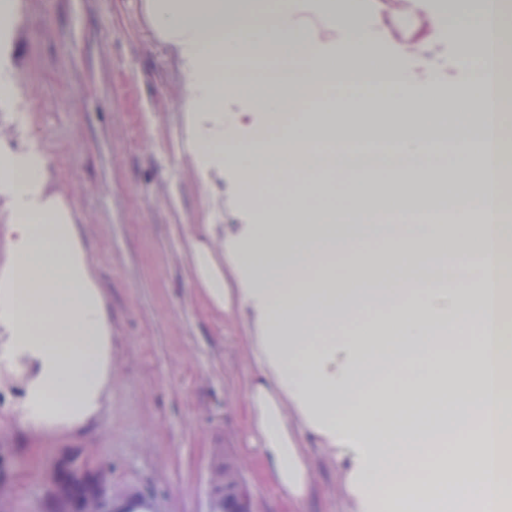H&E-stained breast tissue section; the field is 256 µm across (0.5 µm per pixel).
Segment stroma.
<instances>
[{"label":"stroma","mask_w":512,"mask_h":512,"mask_svg":"<svg viewBox=\"0 0 512 512\" xmlns=\"http://www.w3.org/2000/svg\"><path fill=\"white\" fill-rule=\"evenodd\" d=\"M31 89L23 127L0 121V154L42 150L49 189L68 197L112 336V383L94 417L71 427L24 425L26 380L0 360V454L12 462L11 512H52L49 474L90 448L114 487L143 490L154 512H207L210 471L225 456L242 472L254 512H289L244 456L253 325L208 305L194 247L236 284L235 244L269 195L245 194L231 166L200 169L189 145L185 91L170 47L156 39L141 0H21L12 54ZM387 82L314 91L279 126L323 112L349 118L361 97L384 99ZM373 169L299 179L309 205L359 185L391 182ZM315 450L305 512H346L338 470Z\"/></svg>","instance_id":"stroma-1"}]
</instances>
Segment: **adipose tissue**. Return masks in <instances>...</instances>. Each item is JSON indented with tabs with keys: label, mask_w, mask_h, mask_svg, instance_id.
Wrapping results in <instances>:
<instances>
[{
	"label": "adipose tissue",
	"mask_w": 512,
	"mask_h": 512,
	"mask_svg": "<svg viewBox=\"0 0 512 512\" xmlns=\"http://www.w3.org/2000/svg\"><path fill=\"white\" fill-rule=\"evenodd\" d=\"M153 32L170 43L180 60L185 109L194 117L193 147L198 165L223 162L237 169L243 188L266 189L287 182L293 166L310 171L349 164L351 139L369 128L370 115L391 121L396 150L383 153L379 168L397 174L389 211L414 212L418 190L436 185L441 175L412 165L415 157L438 147L433 129L448 119L469 127L456 141L459 165L472 157L490 158L491 167L512 161V139H486L485 124L500 126L501 113H488L492 81L512 65V32L501 23L499 0H483V19L456 32L458 57L453 79L459 95L433 107V71L400 78L397 91L383 100L362 98L350 123L328 115L308 127L264 138H243L224 123V105L248 99L265 112L294 111L312 90L335 85L355 72L391 74L404 52L432 63L430 44L385 45L389 18L369 0H354L351 20L328 11L324 0H293L272 24L254 21V0H145ZM315 13L319 25L307 20ZM494 39L490 57L476 46ZM288 66L273 80L247 79L272 57ZM491 167L477 168L470 182L450 197L466 226L462 236L440 246V225H428L416 239L393 237L384 253L355 256L358 276L375 269L405 270L417 288H364L361 305L389 303V316L361 331L339 334L351 314L337 303L347 278L330 275L327 285L303 273L340 252V224L362 232L378 229L380 212L363 208L367 186H359L342 210L312 212L302 196L287 207L263 213L251 225L233 262L242 273L236 287L224 282V269L203 249L194 250L196 272L210 305L225 316H252L260 329L250 337L254 373L247 383L251 425L265 482L279 491L294 512L313 487V466L303 433L329 447V462L342 475L348 512H427L448 485V459L478 441L477 490H462L456 512H471L480 493L484 512H501L512 499V449L506 444L500 409L512 400L501 375L512 369V332L502 312L512 304L504 281L512 279V206L490 190ZM40 152L0 157V192L8 196L15 233L13 270L0 289V353L32 369L22 421L32 424L79 422L97 408L110 375L111 338L100 290L92 278L63 197L47 195ZM465 280L462 288L449 287ZM479 334L477 346L410 387L393 391L385 382L391 362L412 350L447 343L454 325ZM465 402L479 420L452 450L434 442L450 405ZM431 417L419 416L421 408Z\"/></svg>",
	"instance_id": "1"
}]
</instances>
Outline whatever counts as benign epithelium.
<instances>
[{
	"mask_svg": "<svg viewBox=\"0 0 512 512\" xmlns=\"http://www.w3.org/2000/svg\"><path fill=\"white\" fill-rule=\"evenodd\" d=\"M93 461L91 452L78 451L54 467L50 480L58 504L55 512H112L111 503L128 496L127 492L112 487ZM82 479L87 480L88 488L78 501L74 483ZM209 485V512H252L247 486L236 463L226 459L223 465L215 467Z\"/></svg>",
	"mask_w": 512,
	"mask_h": 512,
	"instance_id": "7a95c632",
	"label": "benign epithelium"
}]
</instances>
